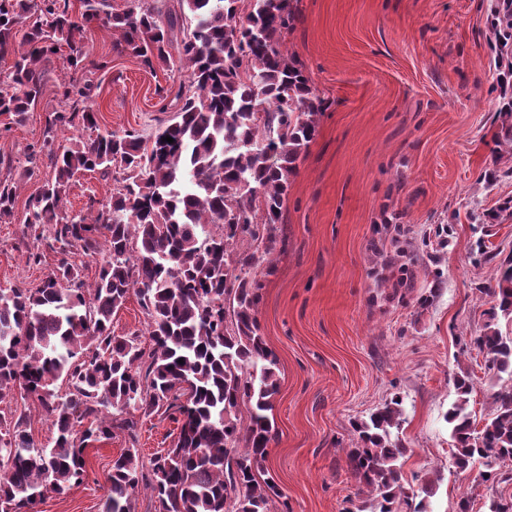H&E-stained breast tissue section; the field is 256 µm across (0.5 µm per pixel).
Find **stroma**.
Listing matches in <instances>:
<instances>
[{
	"label": "stroma",
	"mask_w": 512,
	"mask_h": 512,
	"mask_svg": "<svg viewBox=\"0 0 512 512\" xmlns=\"http://www.w3.org/2000/svg\"><path fill=\"white\" fill-rule=\"evenodd\" d=\"M493 3L297 0L284 43L323 110L290 179L273 267L257 269V318L280 382L265 475L289 512H370L347 463L351 423L395 396L404 408L403 484L427 489L426 512H459L464 497L470 512H489L491 501L512 499V481L456 467L445 420L457 378L473 379L470 408L480 420L508 382L471 344L491 320L512 336V318H491L487 292L500 262L512 260V156L501 144ZM83 44L108 63L91 77L98 126L76 125L60 141L101 129L148 135L171 119L160 90L186 73L117 55L111 33L94 24ZM68 76L52 57L39 104L0 137V180L18 185L13 214L0 222V288L32 287L57 263L49 250L27 265L20 239L28 198L53 176L41 163L26 175L27 147L60 109ZM121 178L117 168L106 179L86 174L68 209L107 203ZM401 277L410 287H397ZM178 434L163 415L143 418L141 458ZM125 446L118 437L87 448L84 482L39 512H102L112 459Z\"/></svg>",
	"instance_id": "35a3bbf8"
}]
</instances>
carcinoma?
<instances>
[{"mask_svg": "<svg viewBox=\"0 0 512 512\" xmlns=\"http://www.w3.org/2000/svg\"><path fill=\"white\" fill-rule=\"evenodd\" d=\"M0 0V59L12 58L0 85V135L35 108L45 62L69 50L74 77L59 86L65 107L50 113L29 160H47L54 177L28 200L25 235L49 232L58 255L33 288H0V397L18 388L40 408L54 445L35 446L29 416L0 415V512H38L86 473L85 450L122 436L112 459L104 512H135L149 492L154 512H271L288 501L261 478L275 429L268 415L278 390L277 361L257 319L262 284L249 270L272 267L276 230L295 162L314 139L321 101L308 85L283 33L294 28L296 0ZM36 16L21 31L15 20ZM167 16V25L156 18ZM112 33V50L152 68L177 49L188 83L168 89L176 113L145 136L137 130L97 134L70 146L59 132L97 127L95 86L77 77L107 62L81 46L84 28ZM169 136L174 142L164 141ZM124 177L109 202L71 215L72 184L87 172ZM14 183L0 180V220L12 216ZM247 247L237 248L239 241ZM107 260L86 287L77 252ZM147 316V335L115 336L112 314L130 293ZM491 317L512 316V264L493 287ZM485 366L512 378V337L487 324L473 338ZM446 421L458 469L481 463L483 480L512 481V385L492 393L482 423L469 411L473 382L456 380ZM164 410L180 424L172 446L148 462L138 455L140 417ZM400 400L354 423L350 470L372 496V512H393L405 491Z\"/></svg>", "mask_w": 512, "mask_h": 512, "instance_id": "obj_1", "label": "carcinoma"}]
</instances>
